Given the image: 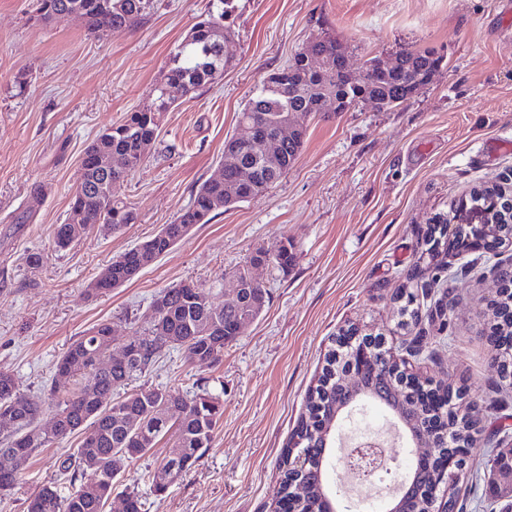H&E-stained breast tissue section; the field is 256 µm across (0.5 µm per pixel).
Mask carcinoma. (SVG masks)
I'll use <instances>...</instances> for the list:
<instances>
[{
	"instance_id": "carcinoma-1",
	"label": "carcinoma",
	"mask_w": 512,
	"mask_h": 512,
	"mask_svg": "<svg viewBox=\"0 0 512 512\" xmlns=\"http://www.w3.org/2000/svg\"><path fill=\"white\" fill-rule=\"evenodd\" d=\"M231 0H217L215 9L198 21L184 40L171 52L167 62L165 83L179 84L188 93L211 85L224 73L228 57L221 54L225 36L231 34L224 19L229 15ZM154 0H37L36 20L49 23L65 12L78 10L84 16L88 33L102 26L120 34L128 28L130 18L147 15ZM325 55L326 66L315 70L305 61L306 53ZM348 56L347 48L336 39L319 35L296 52L288 64L263 77L251 91L238 119L257 118L261 129L274 134L289 114L304 119L317 112L319 100L333 96L346 112L365 100H375L383 107L401 103L429 84L431 73L440 67L443 57L431 49L402 50L395 57L394 68L384 72L376 59L366 61L359 85L348 84L342 75L339 61ZM173 102L162 89L154 86L147 101L129 112L122 120L100 133L86 148L76 175V187L65 223L57 225L54 245L68 248L79 235L72 221L81 217L83 233L91 224H133L137 214L130 203L115 197L112 187L127 180L143 163L142 146H152L157 140L166 112ZM306 130L283 145L278 156L270 158L259 148H246L229 137L224 140V155H235L239 162L251 168L254 180L238 184L235 171H224V179H206L196 190L190 205L183 209L171 224H165L151 239L145 240L112 260V279L92 281L88 291L96 296L123 286L135 272L153 264L184 237L189 227L209 223L218 207L234 205L258 196L288 172L303 147ZM104 147L125 156L128 165L121 171L107 172L97 162ZM477 204L496 218L508 212L505 198L494 187L480 186L456 204ZM476 225L456 224L448 228V219L438 218L427 225L422 234L423 245L431 259L448 252L445 239L453 234L461 248H481L493 241L512 239V223L497 225L498 237L489 240L479 236ZM167 309L164 315L148 321V333L131 342L133 353L126 362L112 360L108 336L110 325L101 322L74 340L55 365L54 379L45 393L23 391L17 379L0 370V413L14 415L12 431L0 440V491L11 490L18 479L15 456L33 455L76 433L83 438L78 448L58 461V471L70 477L71 493L63 497L53 482L42 485L29 499L27 512H104L115 485L114 473L124 471L130 463L154 451L160 441H167L168 453L160 466H176V477H182L195 467L204 451L211 447L216 430L224 415L220 398L207 391L192 396L170 388H139L127 386L152 369L171 348H177L185 358L200 366H213L224 356V345L237 336L238 312L207 303L202 286L184 281L164 290ZM403 301L398 309L401 318L418 320L414 308L416 296L402 290ZM488 337L493 345L512 338V292L505 289L489 300ZM339 347L325 354V366L316 383L308 390L305 413L293 431L285 450L280 469L279 492L275 500L279 512H324L326 492L324 475L318 474L320 458L326 456L329 445L321 435L322 425L329 423L340 411L352 389L341 386L333 371L346 362L359 369L355 388L382 387L383 401L388 409L399 415L406 431L414 426L415 414L407 411L413 406L444 435L453 436V453L464 463L467 449L477 430L469 420L453 422L448 429V414L439 405L448 401L451 387H438L432 395L423 392L421 385L406 382L396 375L391 383L379 385L381 371L374 368L380 359L366 339L350 327L338 336ZM123 389V396L102 404L99 396L112 395ZM169 403L182 409V419L173 427L162 423L154 410ZM59 418L60 431L48 439L41 434L39 420L46 413ZM303 453L310 460L306 469L289 467L290 452ZM448 458L442 448L414 462L411 473L417 477L414 493L403 503V512H429L432 499L427 496L430 472L439 459Z\"/></svg>"
}]
</instances>
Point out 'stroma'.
I'll return each mask as SVG.
<instances>
[{
  "label": "stroma",
  "instance_id": "1",
  "mask_svg": "<svg viewBox=\"0 0 512 512\" xmlns=\"http://www.w3.org/2000/svg\"><path fill=\"white\" fill-rule=\"evenodd\" d=\"M209 0H156L127 31L87 34L82 20L42 25L33 0H0V370L41 392L70 343L97 323L112 326L111 350L147 333L151 305L164 288L217 285L258 250L291 243L288 271L253 268L269 300L260 317L225 345L222 361L198 366L168 350L143 375L144 387L208 390L224 416L211 448L186 475L156 495L145 475L164 448L127 467L105 512H123L136 493L142 512H271L279 463L323 354L341 328L381 335L385 348L415 365L430 386L458 388L459 413L480 434L459 483L454 512H501L473 472L497 443H512V393L501 381L485 332L496 294V253L424 255L421 233L454 216L476 186H512V12L496 0H233L226 47L230 63L214 84L178 99L141 167L113 187L133 203L136 223L96 227L55 250L68 217L86 147L125 112L142 105L165 73L168 54L207 13ZM327 35L348 48L359 69L403 48H431L444 63L418 94L388 110L361 104L307 121L294 165L270 189L218 214L124 286L87 295L113 258L154 236L187 207L220 165L226 137L251 90L285 66L310 39ZM43 257L30 268L29 254ZM414 270L419 321L399 326L395 294ZM79 436L27 459L0 512H27L57 461Z\"/></svg>",
  "mask_w": 512,
  "mask_h": 512
}]
</instances>
